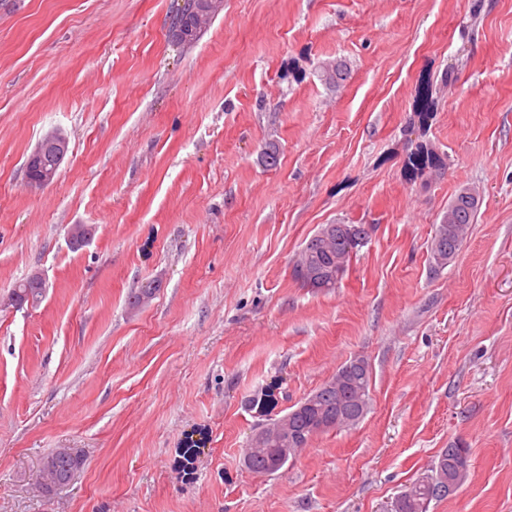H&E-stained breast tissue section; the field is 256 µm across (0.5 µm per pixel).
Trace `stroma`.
<instances>
[{
    "mask_svg": "<svg viewBox=\"0 0 512 512\" xmlns=\"http://www.w3.org/2000/svg\"><path fill=\"white\" fill-rule=\"evenodd\" d=\"M177 3L0 0V298L47 282L0 308V512H391L456 443L470 475L429 512H512V0H224L190 46ZM53 130L70 151L30 186ZM463 188L480 208L437 271ZM324 224L369 238L317 292L292 269ZM359 356L358 425L243 466L252 399L285 413ZM60 448L82 465L43 490ZM45 144L53 145L56 148L58 155L62 156V158L67 154L69 149V140L67 136L59 131H52L48 133L30 154L26 161V178L31 185H43L48 183L53 178V176L57 174L63 162V160L61 161L59 159L56 151L52 147L47 148L43 152L38 164L43 170H53L54 175L52 172L40 171L36 167L37 158L39 157V153ZM480 205V197L465 188L448 205V214L435 230L430 244V253L435 269L448 264L467 238L470 224L474 223Z\"/></svg>",
    "mask_w": 512,
    "mask_h": 512,
    "instance_id": "obj_1",
    "label": "stroma"
}]
</instances>
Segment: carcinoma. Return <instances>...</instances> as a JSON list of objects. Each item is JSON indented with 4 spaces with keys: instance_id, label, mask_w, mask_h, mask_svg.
Returning a JSON list of instances; mask_svg holds the SVG:
<instances>
[{
    "instance_id": "cac0c4a2",
    "label": "carcinoma",
    "mask_w": 512,
    "mask_h": 512,
    "mask_svg": "<svg viewBox=\"0 0 512 512\" xmlns=\"http://www.w3.org/2000/svg\"><path fill=\"white\" fill-rule=\"evenodd\" d=\"M480 197L465 188L448 204V214L435 230L430 244L434 267L443 268L459 251L467 238L470 224L474 223ZM368 235L362 224H324L304 245L299 264L305 268L303 287L319 292L336 287L356 252L349 249L353 236ZM371 366L364 357H355L343 364L336 375L300 400L306 407L287 412L290 436L269 434L246 451L245 466L253 473L265 475L270 460L281 449L288 455L297 453L303 439L325 429L346 428L358 424L369 412ZM469 462V449L454 444L443 449L431 473L407 488V495L398 501L396 512H428L433 501L447 498L438 487L454 479L463 484L469 470L459 469L461 462ZM44 466L52 469L56 483L66 484L73 471L72 457L57 451L47 457Z\"/></svg>"
}]
</instances>
